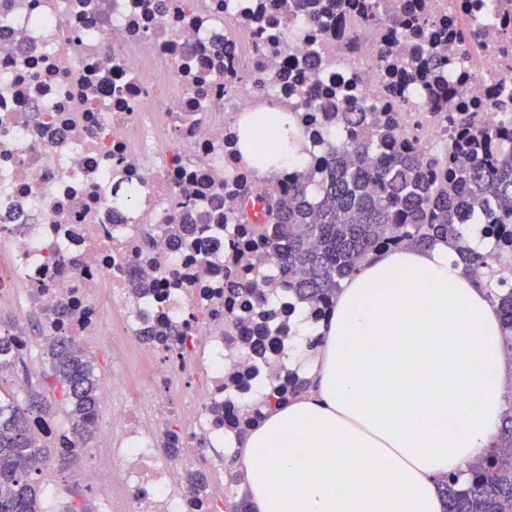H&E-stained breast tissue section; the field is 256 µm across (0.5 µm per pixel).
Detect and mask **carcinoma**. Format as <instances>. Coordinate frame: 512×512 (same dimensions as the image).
Here are the masks:
<instances>
[{
    "mask_svg": "<svg viewBox=\"0 0 512 512\" xmlns=\"http://www.w3.org/2000/svg\"><path fill=\"white\" fill-rule=\"evenodd\" d=\"M459 137L451 153L430 154L400 139L377 117L350 129V149L330 150L313 179L243 187L237 222L248 225L247 265L272 261L274 287L297 303L331 306L336 293L380 249L426 245L445 237L474 274L512 263V128L455 119ZM470 224L482 225L493 249L482 255L465 247ZM506 348L512 350V286L496 279ZM48 364L41 390L23 408L0 399V512H49L29 478L32 459L46 461L50 448L35 446L34 417L65 406L70 431L82 440L86 419L98 404L101 382L90 357L65 336L45 338ZM308 388L295 375L274 385L270 399L285 402ZM445 512H512V410L506 414L492 454L469 482H444Z\"/></svg>",
    "mask_w": 512,
    "mask_h": 512,
    "instance_id": "carcinoma-1",
    "label": "carcinoma"
}]
</instances>
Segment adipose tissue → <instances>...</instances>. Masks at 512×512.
<instances>
[{
  "mask_svg": "<svg viewBox=\"0 0 512 512\" xmlns=\"http://www.w3.org/2000/svg\"><path fill=\"white\" fill-rule=\"evenodd\" d=\"M289 137L275 167L301 163L281 112L252 113ZM298 320L289 359L310 389L266 410L231 455L250 512H444L442 482L467 479L506 410L512 359L497 300L444 240L370 255L337 293L305 353Z\"/></svg>",
  "mask_w": 512,
  "mask_h": 512,
  "instance_id": "1",
  "label": "adipose tissue"
}]
</instances>
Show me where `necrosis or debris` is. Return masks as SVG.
Segmentation results:
<instances>
[{
	"label": "necrosis or debris",
	"mask_w": 512,
	"mask_h": 512,
	"mask_svg": "<svg viewBox=\"0 0 512 512\" xmlns=\"http://www.w3.org/2000/svg\"><path fill=\"white\" fill-rule=\"evenodd\" d=\"M268 111L303 166L243 159L242 117ZM342 112L427 149L455 113L512 122V0H0V301L23 288L11 314L81 351L135 339L151 363L126 399L102 381L86 427L112 443L56 497L78 483L111 512L119 484L129 512H223L224 452L246 400L287 377L292 336L275 264L240 261L238 195L349 149ZM260 326V347L236 335Z\"/></svg>",
	"instance_id": "obj_1"
}]
</instances>
